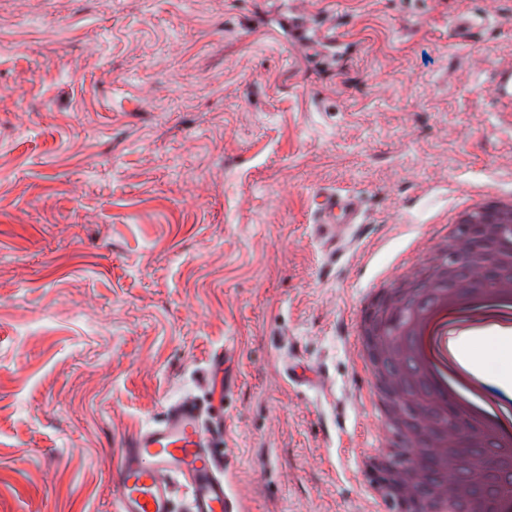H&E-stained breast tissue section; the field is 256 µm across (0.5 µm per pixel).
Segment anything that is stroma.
Returning <instances> with one entry per match:
<instances>
[{
  "mask_svg": "<svg viewBox=\"0 0 512 512\" xmlns=\"http://www.w3.org/2000/svg\"><path fill=\"white\" fill-rule=\"evenodd\" d=\"M0 0V512H113L118 442L237 345L242 512H371L363 294L450 208L512 193V0ZM340 42L322 41L328 23ZM368 199L358 245L309 230ZM303 361L314 385L289 365ZM366 210V199L356 190L318 191L311 198L309 226L314 237L333 247L352 242L366 224Z\"/></svg>",
  "mask_w": 512,
  "mask_h": 512,
  "instance_id": "35a3bbf8",
  "label": "stroma"
}]
</instances>
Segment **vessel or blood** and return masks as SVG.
Here are the masks:
<instances>
[{"label":"vessel or blood","instance_id":"b4317fda","mask_svg":"<svg viewBox=\"0 0 512 512\" xmlns=\"http://www.w3.org/2000/svg\"><path fill=\"white\" fill-rule=\"evenodd\" d=\"M367 204L355 190L318 191L311 198V231L332 245L353 241ZM235 347L226 343L210 365L209 383L230 393L236 378L225 366ZM222 414L184 396L166 403L162 419L125 437L110 469L114 512H240L227 481Z\"/></svg>","mask_w":512,"mask_h":512}]
</instances>
